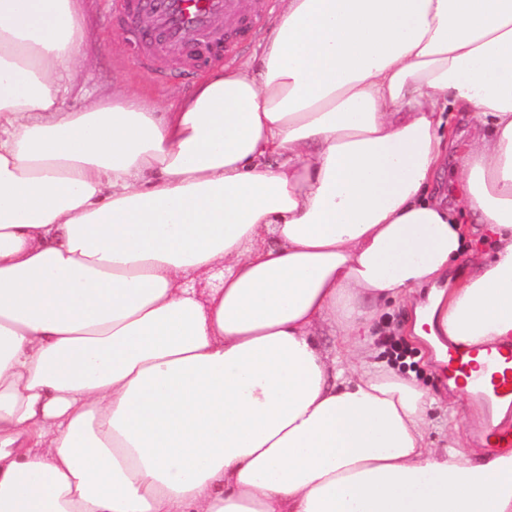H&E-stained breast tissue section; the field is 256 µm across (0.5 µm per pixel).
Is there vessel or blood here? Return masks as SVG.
<instances>
[{
	"instance_id": "obj_1",
	"label": "vessel or blood",
	"mask_w": 512,
	"mask_h": 512,
	"mask_svg": "<svg viewBox=\"0 0 512 512\" xmlns=\"http://www.w3.org/2000/svg\"><path fill=\"white\" fill-rule=\"evenodd\" d=\"M109 14L127 18L143 44L141 66L165 79L171 65L190 68L202 43L253 33L271 0H103ZM447 376L465 387L482 413L476 438L491 452L512 450V344L484 354L448 350Z\"/></svg>"
}]
</instances>
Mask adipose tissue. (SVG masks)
Wrapping results in <instances>:
<instances>
[{"label":"adipose tissue","mask_w":512,"mask_h":512,"mask_svg":"<svg viewBox=\"0 0 512 512\" xmlns=\"http://www.w3.org/2000/svg\"><path fill=\"white\" fill-rule=\"evenodd\" d=\"M84 24L0 0V512H512V453L431 437L459 394L372 360L393 305L512 342V0H278L162 112L65 111ZM436 186L440 191L446 193V195L448 194V200L452 205L458 203L459 199L462 198V188L452 161L448 162V166L438 175Z\"/></svg>","instance_id":"adipose-tissue-1"}]
</instances>
